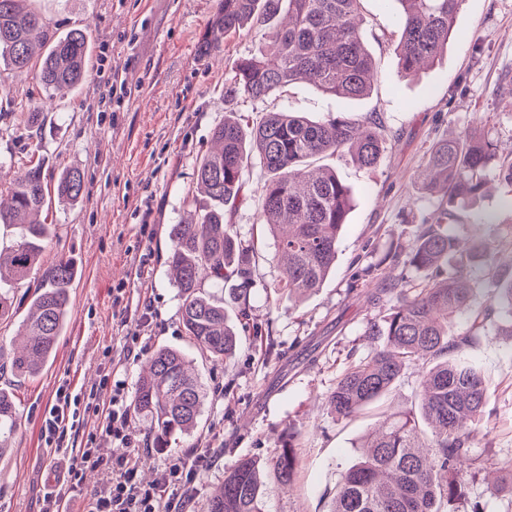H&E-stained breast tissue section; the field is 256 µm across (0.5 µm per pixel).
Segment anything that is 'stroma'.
Here are the masks:
<instances>
[{"instance_id": "1", "label": "stroma", "mask_w": 512, "mask_h": 512, "mask_svg": "<svg viewBox=\"0 0 512 512\" xmlns=\"http://www.w3.org/2000/svg\"><path fill=\"white\" fill-rule=\"evenodd\" d=\"M48 35L83 31L92 47L87 78L79 88L46 90L40 61L19 74L0 60V192L29 160L53 177L83 175L78 201L52 200L40 212L50 239L43 266L71 259L77 275L68 319L50 361L36 377L0 371V388L20 406L12 451L0 457V512H42L54 482L53 459L42 439L45 413L59 388L87 399L88 408L69 443L106 457L128 453L139 476L155 480L164 464L190 448L212 451L195 483L193 512H203L225 472L244 458L264 468V512H329L342 472L382 414L417 410L423 368L410 366L392 390L351 419L337 417L328 397L343 372L366 358L365 334L381 306L364 304L351 287L373 288L390 269L392 250L410 249L429 223L432 199L418 179L430 143L480 126L498 151L512 150V0H462L448 46L416 77L398 72L399 0H362L361 36L373 54L378 80L370 95L350 100L298 83L265 100L224 99V74L234 61L267 45L272 27H247L204 56L198 45L212 24L217 0H31ZM285 109L314 120L344 116L379 119L387 150L371 169L349 157L324 156L354 194V207L336 246V262L320 288L294 299L282 291L283 271L274 238L260 222L265 173L245 172V198L226 214L238 236L253 242L257 257L247 277L226 289L247 287L248 324L239 330L235 357L213 363L186 335L181 298L166 263L171 225L191 210L196 161L228 111L259 122ZM37 112L29 123L28 112ZM512 185L490 179L475 201L461 203L453 229L462 240L481 238L489 252L512 259V210L504 207ZM147 350L127 351L131 337ZM162 346L194 362L206 391L198 425L178 447L152 445L149 420L132 414L128 447L101 433L110 391L122 381L134 395L152 353ZM465 353L482 368L483 421L471 455L512 463V330L494 316L481 340ZM296 432L300 466L292 486L280 484L272 458L288 432Z\"/></svg>"}]
</instances>
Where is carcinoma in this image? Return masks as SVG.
I'll use <instances>...</instances> for the list:
<instances>
[{
    "label": "carcinoma",
    "instance_id": "1",
    "mask_svg": "<svg viewBox=\"0 0 512 512\" xmlns=\"http://www.w3.org/2000/svg\"><path fill=\"white\" fill-rule=\"evenodd\" d=\"M27 0H0V58L17 73L29 70L35 48L33 32L45 27ZM361 0H218L211 29L203 36L205 52L249 24H259L286 10L287 22L258 52L238 59L224 76V96L264 100L292 84L305 82L324 93L361 99L377 80L375 59L359 29ZM401 37L395 47L400 75L412 78L432 65L448 44L452 22L462 0H400ZM90 48L82 31L50 41L42 56L40 80L47 89H74L87 75ZM215 149L196 164L197 184L206 203L193 218L171 229L169 266L182 298L181 316L187 336L213 361H226L238 348V333L228 308L246 311L247 289L215 299L207 284L244 277L254 247L234 233L225 212L244 199L245 170L257 159L267 174L260 220L276 238L286 260L282 284L288 296L300 298L320 287L336 260V244L352 207V190L330 169H313L311 160L327 153L345 154L362 168L376 166L385 151L381 122H354L336 117L313 121L289 111L270 112L257 125L228 112L213 130ZM497 157L496 147L481 130L432 142L424 158L431 172L423 183L436 195L433 222L425 224L415 247L396 252L392 262L428 275L411 284L403 273L377 281L373 291L356 296L369 303L386 297L394 302L371 322L367 335L380 346L366 359L350 365L328 397L336 416L349 418L387 394L412 364H423L418 412L385 416L362 446L359 460L342 475L330 512H485L481 501L469 499L470 481L482 475L490 491L512 494V468L480 463L467 474L461 463L470 456L473 426L485 409L481 367L464 356V348L481 337L492 315L508 319L512 329V276L501 281L497 306L479 311L463 333L451 332L452 320L472 310L475 288L471 268L477 264L496 275L495 255L483 241L462 250L448 220L459 202L473 201L484 186L483 172ZM47 177L40 163L28 167L9 186L7 205L0 204V227H15L18 237L0 248V273L8 271L19 285L37 274L27 335L18 351L5 354L17 376L37 375L54 353L65 325L74 263L60 258L42 268L40 258L49 227L31 220L46 204ZM60 198L78 199L83 180L77 171L61 174ZM205 393L179 349L162 347L139 378L136 410L154 425L153 444L170 448L193 430ZM14 396L0 389V457L19 420ZM296 435L278 450L274 466L281 484L291 485L299 461ZM262 470L252 458L240 460L224 475L219 493L205 512H262Z\"/></svg>",
    "mask_w": 512,
    "mask_h": 512
}]
</instances>
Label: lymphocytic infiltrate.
Instances as JSON below:
<instances>
[{
	"instance_id": "f902f5d3",
	"label": "lymphocytic infiltrate",
	"mask_w": 512,
	"mask_h": 512,
	"mask_svg": "<svg viewBox=\"0 0 512 512\" xmlns=\"http://www.w3.org/2000/svg\"><path fill=\"white\" fill-rule=\"evenodd\" d=\"M77 405L71 392L60 389L44 419L45 442L57 467L65 473L57 486L48 489L44 512H61L63 496L80 497L87 469L102 473L103 480L90 493L84 512H191L190 489L208 465L209 449L194 448L169 460L159 477L146 484L139 478L138 464L132 457H104L92 448H67V436L79 422Z\"/></svg>"
}]
</instances>
